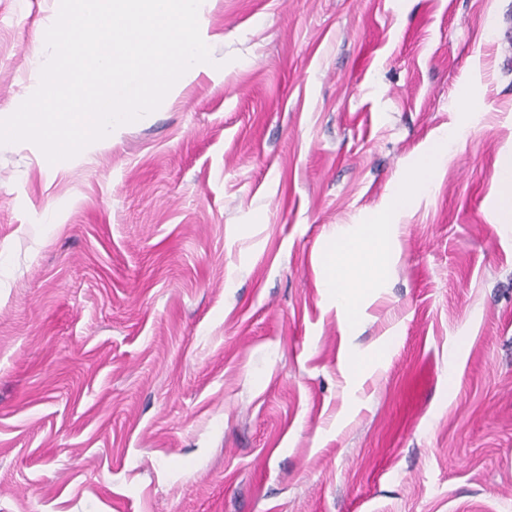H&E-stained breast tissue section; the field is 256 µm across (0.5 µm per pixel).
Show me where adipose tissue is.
I'll list each match as a JSON object with an SVG mask.
<instances>
[{"label":"adipose tissue","mask_w":512,"mask_h":512,"mask_svg":"<svg viewBox=\"0 0 512 512\" xmlns=\"http://www.w3.org/2000/svg\"><path fill=\"white\" fill-rule=\"evenodd\" d=\"M324 264V282L349 318L358 315V294L373 283L387 265L392 238L378 227L363 226L337 237Z\"/></svg>","instance_id":"ef3b65f1"}]
</instances>
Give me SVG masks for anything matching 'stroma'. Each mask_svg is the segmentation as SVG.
<instances>
[{
  "mask_svg": "<svg viewBox=\"0 0 512 512\" xmlns=\"http://www.w3.org/2000/svg\"><path fill=\"white\" fill-rule=\"evenodd\" d=\"M59 7L0 0V117ZM201 11L140 122L0 145V512H512V0ZM380 221L354 324L323 264ZM447 156V141L439 139L434 149L420 161L415 177L414 186L419 191H426L433 184L435 176ZM512 157L503 158L499 164V188L503 202L499 224L506 230H512Z\"/></svg>",
  "mask_w": 512,
  "mask_h": 512,
  "instance_id": "obj_1",
  "label": "stroma"
}]
</instances>
